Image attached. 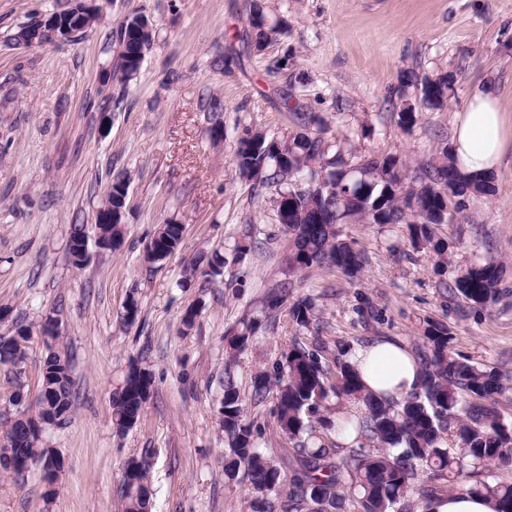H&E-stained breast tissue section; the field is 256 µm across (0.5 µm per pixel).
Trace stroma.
I'll list each match as a JSON object with an SVG mask.
<instances>
[{
    "label": "stroma",
    "instance_id": "stroma-1",
    "mask_svg": "<svg viewBox=\"0 0 512 512\" xmlns=\"http://www.w3.org/2000/svg\"><path fill=\"white\" fill-rule=\"evenodd\" d=\"M255 3L286 23L262 51L241 40ZM70 6L0 0V335L18 325L32 334L22 370L0 365V424L15 416L6 397L16 385L28 400L39 393L46 317L59 323L55 350L70 362L75 392L67 424L41 434L63 463L55 491L40 468L2 473L0 512H123L121 470L144 456L152 512H252L247 476L224 472V383L235 385L256 446L283 464L294 449L276 397L255 401L253 383L280 370L297 342L324 348L329 360L386 337L416 350L434 322L454 352L512 373V0H96V22L73 40L14 44L20 27ZM134 14L155 40L127 86L103 84L112 35ZM405 68L454 77L447 103L409 126L389 103ZM485 82L501 97L509 136L494 192L470 198L463 219L437 234L455 272L477 259L503 263L494 306L478 311L449 293L436 253L413 248L404 224L342 225L368 259L358 277L331 267L289 272L279 186L252 188L234 169L243 128L285 137L298 130V113H315L328 140L350 139V165L383 153L413 169L451 142L458 112ZM214 98L224 104L218 141ZM119 174L128 179L122 243L90 247L75 267L71 227L90 224ZM166 223L183 225V242L153 267L146 247ZM217 255L221 274L203 277ZM305 297L314 320L299 328L289 308ZM132 301L138 315L129 321ZM250 325L246 348L231 352L230 339ZM135 363L150 370L153 394L120 432L112 400Z\"/></svg>",
    "mask_w": 512,
    "mask_h": 512
}]
</instances>
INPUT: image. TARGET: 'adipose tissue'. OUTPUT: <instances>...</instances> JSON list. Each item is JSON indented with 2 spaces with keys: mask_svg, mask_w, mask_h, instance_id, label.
Here are the masks:
<instances>
[{
  "mask_svg": "<svg viewBox=\"0 0 512 512\" xmlns=\"http://www.w3.org/2000/svg\"><path fill=\"white\" fill-rule=\"evenodd\" d=\"M504 143L499 96L491 87L476 88L455 122L453 154L457 167L466 174L491 176L501 162ZM349 361L367 391L391 401L411 393L421 380L414 353L395 339L381 338L359 347ZM499 508L489 496L455 492L431 498L425 512H498Z\"/></svg>",
  "mask_w": 512,
  "mask_h": 512,
  "instance_id": "1",
  "label": "adipose tissue"
}]
</instances>
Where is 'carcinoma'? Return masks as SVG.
<instances>
[{
    "instance_id": "obj_1",
    "label": "carcinoma",
    "mask_w": 512,
    "mask_h": 512,
    "mask_svg": "<svg viewBox=\"0 0 512 512\" xmlns=\"http://www.w3.org/2000/svg\"><path fill=\"white\" fill-rule=\"evenodd\" d=\"M283 20H271L260 5L248 18L246 37L257 50L282 33ZM122 52L113 62L112 80L122 84L139 71L145 50L154 38L152 26L136 15L120 22L113 34ZM400 88L419 89V105L439 109L452 89L446 74L418 81L412 71L399 74ZM314 118L301 117V130L286 139L244 128L237 139L235 168L253 185L279 184L275 204L278 223L288 228L292 246L288 271L328 265L349 276L361 271L365 257L342 238L339 224H407L411 245L429 248L441 260L437 274L447 272L443 260L448 244L438 238L436 226L448 224L466 210V199L492 192L491 179L462 174L448 147L409 174L399 159L373 154L356 167L345 161L343 146L331 143L323 130H310ZM180 224H162L150 244L146 259L157 263L182 243ZM502 269L491 261L477 260L451 278L448 288L477 308L491 306L501 296ZM292 322L306 327L313 317L310 300L296 301L289 310ZM30 337L18 342L0 336V363L18 368L26 359ZM448 329L429 324L418 359L420 387L399 401L377 400L365 391L350 363L336 358V369L322 363L319 350L299 343L285 355L282 377L271 381L255 377V395L265 397L277 387V421L297 449L288 466L279 468L254 443L244 422L239 395L232 382L224 384L221 423L230 444L224 471L247 473L253 488V512H276L270 495L288 486L283 508L291 512H338L344 491L354 492L358 512H405L408 492L419 475H427L426 496L457 484L461 491L496 498L501 512H512V482L491 472V466L512 464V416L499 410V398L512 388V375L473 362L448 347ZM153 377L137 364L131 366L124 385L113 399V419L119 430H129L142 416L151 398ZM353 400L362 413L350 422L357 447L343 449L330 441L308 448L312 418L330 396ZM37 417L59 422L70 415L72 376L68 360L48 347L43 361ZM33 419L19 414L0 436V468L22 473L17 461L33 452ZM149 462L132 460L123 469L120 492L124 512H151Z\"/></svg>"
}]
</instances>
